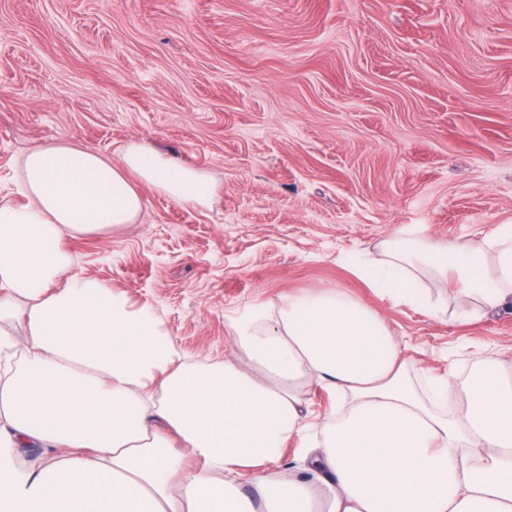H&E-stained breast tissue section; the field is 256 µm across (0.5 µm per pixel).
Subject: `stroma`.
Here are the masks:
<instances>
[{"instance_id":"obj_1","label":"stroma","mask_w":512,"mask_h":512,"mask_svg":"<svg viewBox=\"0 0 512 512\" xmlns=\"http://www.w3.org/2000/svg\"><path fill=\"white\" fill-rule=\"evenodd\" d=\"M131 141L205 173L208 206L133 180L135 223L66 238L71 271L155 305L188 359L234 360L227 316L338 288L378 308L409 370L512 349V307L379 298L353 262L416 229L512 224V0H0V196L19 160ZM456 321H449V314Z\"/></svg>"}]
</instances>
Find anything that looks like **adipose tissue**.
Masks as SVG:
<instances>
[{"label":"adipose tissue","instance_id":"ef3b65f1","mask_svg":"<svg viewBox=\"0 0 512 512\" xmlns=\"http://www.w3.org/2000/svg\"><path fill=\"white\" fill-rule=\"evenodd\" d=\"M20 171L26 204L0 197V512H512V361L419 388L380 312L332 288L229 317L235 361H184L150 302L69 275L62 240L133 223L129 175L200 206L209 177L134 142L116 163L39 147ZM358 272L432 314L429 277L475 311L510 306L512 224L392 238ZM311 384L340 401L318 426L299 396ZM32 443L37 464L19 454Z\"/></svg>","mask_w":512,"mask_h":512}]
</instances>
